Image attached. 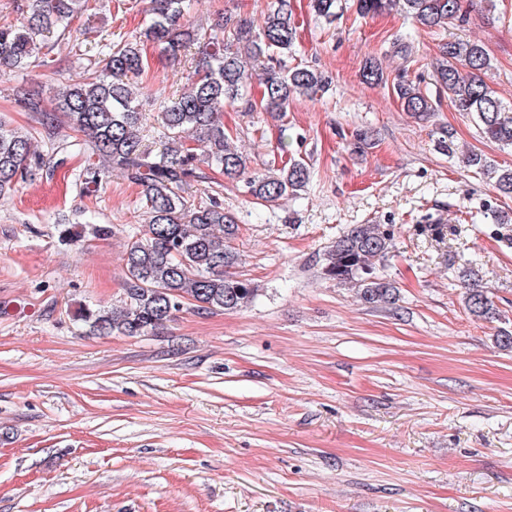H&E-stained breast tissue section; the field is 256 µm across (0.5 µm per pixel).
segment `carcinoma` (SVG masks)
<instances>
[{
  "label": "carcinoma",
  "instance_id": "obj_1",
  "mask_svg": "<svg viewBox=\"0 0 512 512\" xmlns=\"http://www.w3.org/2000/svg\"><path fill=\"white\" fill-rule=\"evenodd\" d=\"M338 0H311L316 16L332 21ZM473 0H352L361 18L400 11L423 29L445 28L466 20ZM95 9L94 0H33L26 13L13 20L0 16V66L28 72L63 71L55 58L52 35L79 40L85 34L72 28L75 18ZM186 0H148L144 39L116 44L102 37L87 58L82 79L55 94L54 107L42 106L39 95L22 93V107L41 113L42 135L55 144L57 128L65 123L86 137L96 160L83 173L84 189L99 187L117 170L142 187L148 217L145 238L127 243L124 299L112 309L81 308L74 314L86 336H146L175 320L186 307L198 311L234 313L251 304L259 288L236 273L241 254L235 247L240 226L235 214L212 194L198 203L185 197L193 182L218 184L212 171L228 179L245 174L246 161L230 147L224 131V108L237 102L244 111L274 117L288 110L297 96L312 97L325 90L324 74L309 66H290L297 28L291 0H273L260 28L246 17L226 15L218 29H233V40L202 39L185 20ZM156 44L170 64L180 63L183 51L199 44L188 89L161 105L157 120L167 131L168 146L159 154L143 143L139 128L143 103L131 80L149 67L142 41ZM248 56L265 71L260 102L245 97L251 73ZM491 60L483 45L470 40L442 43L431 81L455 111L472 118L485 138L512 148V106L506 105L484 76ZM393 91L403 110L421 123L430 121L433 100L401 72ZM494 189L512 195V167H501L481 154L465 159ZM47 167L32 135L0 121V196L16 190ZM311 171L292 161L245 179L246 193L259 204L272 206L287 194H297L310 182ZM393 247L391 233L381 224H355L324 250L319 260L322 278L356 290L369 308L396 303L398 287L380 275L377 263ZM464 304L475 320L496 318L497 309L487 288L472 268L460 271Z\"/></svg>",
  "mask_w": 512,
  "mask_h": 512
}]
</instances>
